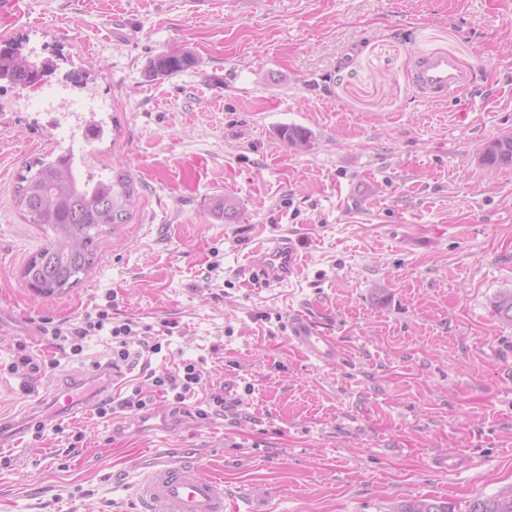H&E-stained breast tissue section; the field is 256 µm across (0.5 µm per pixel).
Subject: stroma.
Returning <instances> with one entry per match:
<instances>
[{
	"instance_id": "stroma-1",
	"label": "stroma",
	"mask_w": 512,
	"mask_h": 512,
	"mask_svg": "<svg viewBox=\"0 0 512 512\" xmlns=\"http://www.w3.org/2000/svg\"><path fill=\"white\" fill-rule=\"evenodd\" d=\"M16 38L110 99L120 131L83 142L45 123L40 91L0 82L1 100L31 98L0 110V431L16 435L0 444V512H138L125 457L189 448L257 512H393L512 486V324L492 307L512 290V166L479 161L512 133V0H19L0 14V41ZM164 52L195 63L155 75ZM445 52L474 82L427 100L413 60ZM78 146L128 170L138 202L84 282L46 297L21 278L47 235L21 216L16 177ZM223 196L234 219L214 212ZM284 237L299 274L251 285V251ZM105 308L175 323L111 393L141 389L167 431L56 412L55 389L91 379L112 343L87 337L74 357L42 327ZM296 312L333 336L332 362L291 341ZM23 353L39 373L9 371ZM185 361L223 391L224 417L153 386ZM437 455L467 465L439 472Z\"/></svg>"
}]
</instances>
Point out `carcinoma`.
I'll list each match as a JSON object with an SVG mask.
<instances>
[{"label":"carcinoma","instance_id":"cac0c4a2","mask_svg":"<svg viewBox=\"0 0 512 512\" xmlns=\"http://www.w3.org/2000/svg\"><path fill=\"white\" fill-rule=\"evenodd\" d=\"M19 46L14 40L0 43V80L24 86L29 69ZM191 64L188 53H164L152 61V70L172 75ZM479 160L488 167L511 166L512 135L486 143ZM72 165L69 153L49 162L36 158L18 175L16 199L23 216L53 233L49 243L23 266L21 277L47 297L67 294L80 283L96 264L105 227L128 223L136 200L129 171L114 169L111 177L96 181L92 176L82 178ZM492 306L501 321L512 324V290L499 293ZM394 512H512V488L474 498L462 510L448 502L417 497L403 500Z\"/></svg>","mask_w":512,"mask_h":512}]
</instances>
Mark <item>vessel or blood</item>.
I'll return each mask as SVG.
<instances>
[{
  "label": "vessel or blood",
  "mask_w": 512,
  "mask_h": 512,
  "mask_svg": "<svg viewBox=\"0 0 512 512\" xmlns=\"http://www.w3.org/2000/svg\"><path fill=\"white\" fill-rule=\"evenodd\" d=\"M421 91L429 97L457 92L470 83L469 76L452 55L423 56L417 71ZM299 268L297 249L287 240L255 248L247 267L250 279L266 285L293 277ZM291 339L315 360L328 363L336 356V344L318 326L301 316L289 320ZM129 471L139 473L135 491L140 512H227L222 481L205 475L199 467L178 458L132 457Z\"/></svg>",
  "instance_id": "1"
}]
</instances>
